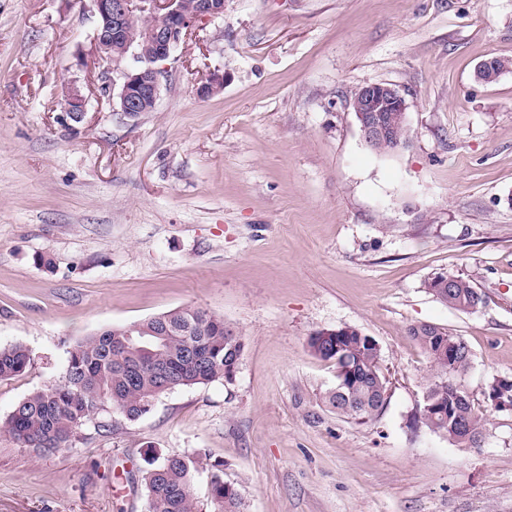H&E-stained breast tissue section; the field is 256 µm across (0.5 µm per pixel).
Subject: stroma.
I'll return each mask as SVG.
<instances>
[{"instance_id":"35a3bbf8","label":"stroma","mask_w":512,"mask_h":512,"mask_svg":"<svg viewBox=\"0 0 512 512\" xmlns=\"http://www.w3.org/2000/svg\"><path fill=\"white\" fill-rule=\"evenodd\" d=\"M95 23L87 0H0V347L34 358L0 381V422L106 328L198 306L244 350L232 382L102 413L65 452L0 433V512H145L154 449L201 455V512L218 460L241 512H512V411L488 410L469 447L424 428L409 333L466 341L477 403L512 376V0H224L132 118L100 91ZM491 58L509 66L487 83ZM216 69L223 91L200 97ZM372 82L408 106L390 155L349 105ZM441 272L483 305L433 298ZM342 326L377 340L389 379L366 424L325 403L335 372L308 347ZM425 288L436 300L458 311H473L484 301L483 295L476 290L470 280L448 272L439 273L428 279Z\"/></svg>"}]
</instances>
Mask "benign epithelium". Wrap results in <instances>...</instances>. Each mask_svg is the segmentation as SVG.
Returning <instances> with one entry per match:
<instances>
[{
	"label": "benign epithelium",
	"instance_id": "benign-epithelium-1",
	"mask_svg": "<svg viewBox=\"0 0 512 512\" xmlns=\"http://www.w3.org/2000/svg\"><path fill=\"white\" fill-rule=\"evenodd\" d=\"M97 26L93 42L107 71L116 75L102 91L117 88L119 111L127 117L155 108L160 91L158 63L170 58L174 50L195 32L201 22L224 17V0H91ZM144 17L140 40L134 44L127 36V22ZM224 90V75L215 71L198 87L202 97ZM86 99L72 88L63 99V109L74 121L84 115ZM350 105L365 142L373 147L392 139L400 142L392 123L393 113L405 115L407 104L399 90L383 82L368 83L355 91Z\"/></svg>",
	"mask_w": 512,
	"mask_h": 512
}]
</instances>
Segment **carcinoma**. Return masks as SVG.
<instances>
[{"label":"carcinoma","mask_w":512,"mask_h":512,"mask_svg":"<svg viewBox=\"0 0 512 512\" xmlns=\"http://www.w3.org/2000/svg\"><path fill=\"white\" fill-rule=\"evenodd\" d=\"M439 302L458 311L479 308L483 295L470 280L442 272L425 282ZM411 335L424 349L432 370L426 392L434 407L421 410L422 424L448 441L468 447L478 438H464L454 424L469 425L482 433L486 418L473 402L459 405L456 389L471 366V352L464 344L458 350V366L448 371V340L463 338L437 326L411 328ZM376 339L363 332L341 339L319 331L309 339V348L329 361L336 371L328 406L348 419L365 423L384 407L387 388L377 376L380 351ZM244 348L241 336L224 318L200 307L175 308L130 326L107 328L76 342L68 351L62 379L37 390L15 406L0 432L22 448L39 454L72 447L78 430L102 412L115 410L137 420L148 413L155 399L178 388L231 381ZM33 365L29 349L22 344L0 347V380L23 374ZM152 467L144 471L146 512H198L194 495L197 469L190 456L153 452ZM210 512H240L236 486L224 480V464L212 465L208 479Z\"/></svg>","instance_id":"carcinoma-1"}]
</instances>
